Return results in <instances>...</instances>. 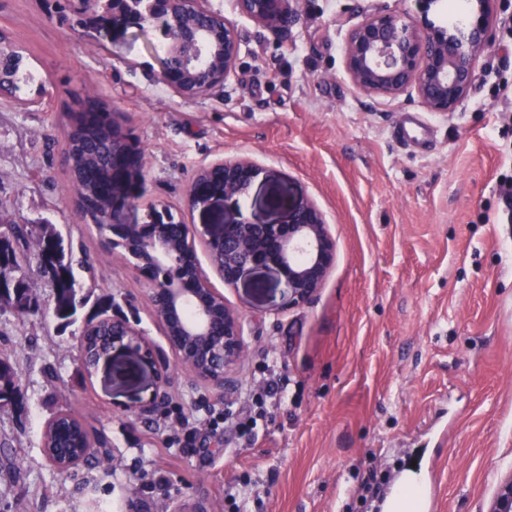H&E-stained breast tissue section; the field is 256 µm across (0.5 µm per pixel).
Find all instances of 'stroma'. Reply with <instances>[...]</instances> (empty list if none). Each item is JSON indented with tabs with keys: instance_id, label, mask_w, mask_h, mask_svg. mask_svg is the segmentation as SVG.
Returning <instances> with one entry per match:
<instances>
[{
	"instance_id": "1",
	"label": "stroma",
	"mask_w": 512,
	"mask_h": 512,
	"mask_svg": "<svg viewBox=\"0 0 512 512\" xmlns=\"http://www.w3.org/2000/svg\"><path fill=\"white\" fill-rule=\"evenodd\" d=\"M241 37L234 72L194 100L160 80L166 41L156 25L114 43L82 35L67 0H0V29L27 52L32 82L0 97V219L54 225L72 245L83 299L76 320L53 315L50 283L26 273L36 313L0 308V359L19 390L0 408V512H225L224 487L240 485V512H383V497L415 472L428 512H488L512 473V223L499 195L512 177V8L477 62L475 87L449 114L417 99L369 98L342 69L344 41L377 13H416L414 0H299L300 20L274 34L236 0H205ZM43 95L41 106L27 99ZM108 101L146 155L145 192L131 220L169 208L186 224L191 181L206 167L246 158L260 173L225 220H282L314 201L336 245L334 264L307 304L282 310L285 289L259 271L212 288L242 315L246 356L218 395L178 366L153 313L146 280L107 250L76 208L64 164L74 99ZM428 141L394 136L406 115ZM125 316L168 367L158 410L139 412L154 370L116 348L83 371L78 339L103 310ZM287 377L252 439L236 424L256 412L264 364ZM230 416L210 428L211 408ZM108 440L99 464L64 472L45 459L43 434L58 410ZM194 415L189 447H168L164 413ZM166 494L150 484L153 471ZM378 496L360 500L372 472Z\"/></svg>"
}]
</instances>
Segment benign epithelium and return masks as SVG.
Instances as JSON below:
<instances>
[{
    "label": "benign epithelium",
    "mask_w": 512,
    "mask_h": 512,
    "mask_svg": "<svg viewBox=\"0 0 512 512\" xmlns=\"http://www.w3.org/2000/svg\"><path fill=\"white\" fill-rule=\"evenodd\" d=\"M293 0H237L239 11L276 32H286L298 19ZM502 0H476L465 22L440 25L427 18L407 24L397 16L377 13L354 26L342 51V68L353 86L371 98L395 99L416 95L431 112H454L468 98L480 56L495 42L496 21ZM192 10L207 22L222 21L224 39L202 41L194 31L176 30L168 37L160 79L179 96L193 100L220 87L235 69L240 43L236 29L223 15L201 5V0H152L150 12L137 21L112 10V25L102 30L111 42L132 28L174 18ZM113 128L125 148L119 156L124 178L131 182V197L118 202L107 215L112 238L105 248L120 252L151 286L156 317L180 365L198 381L225 391L227 374L246 353L239 312L224 303V296L198 274L188 286L178 274L181 245L196 253L200 243L211 266L233 285L258 271H272L286 288L284 306L306 304L322 287L335 260V242L325 218L314 202L299 199L288 206L286 219L276 224L246 220L181 224L171 235L169 224H140L129 219L142 193L145 156L119 121ZM224 178L207 188L194 178L189 189L192 206L208 211L216 205L239 207L259 169L248 160L217 164ZM129 350L156 368V389L140 402L139 410L156 407L169 377L157 367L151 341L124 318L112 319V340L91 361L96 372L114 347ZM490 512H512V477L502 482Z\"/></svg>",
    "instance_id": "benign-epithelium-1"
}]
</instances>
